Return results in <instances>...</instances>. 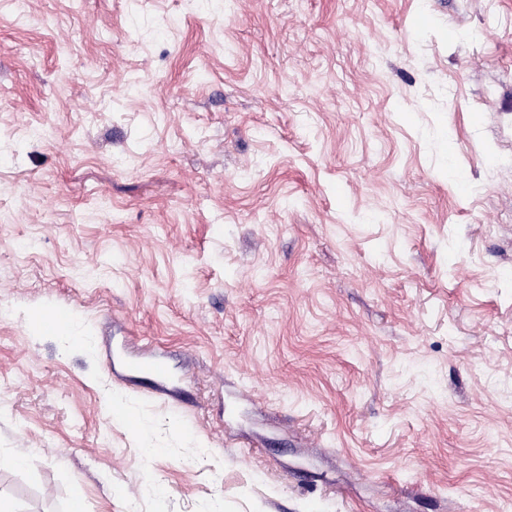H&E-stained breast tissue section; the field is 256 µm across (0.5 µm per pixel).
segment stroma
<instances>
[{"instance_id": "obj_1", "label": "stroma", "mask_w": 512, "mask_h": 512, "mask_svg": "<svg viewBox=\"0 0 512 512\" xmlns=\"http://www.w3.org/2000/svg\"><path fill=\"white\" fill-rule=\"evenodd\" d=\"M1 453L14 512H512V0H0Z\"/></svg>"}]
</instances>
